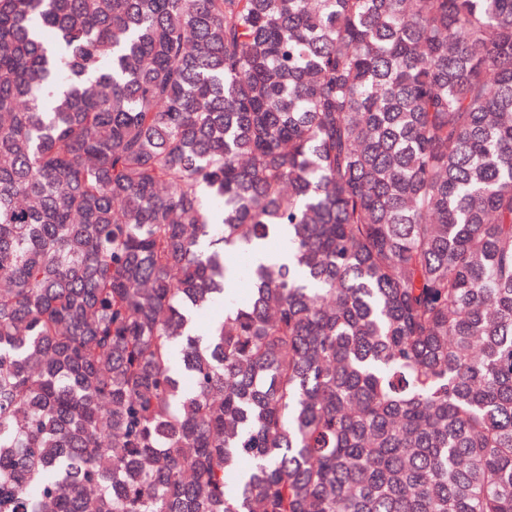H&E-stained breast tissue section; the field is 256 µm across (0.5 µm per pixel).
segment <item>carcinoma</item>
<instances>
[{"mask_svg": "<svg viewBox=\"0 0 512 512\" xmlns=\"http://www.w3.org/2000/svg\"><path fill=\"white\" fill-rule=\"evenodd\" d=\"M0 512H512V0H0Z\"/></svg>", "mask_w": 512, "mask_h": 512, "instance_id": "carcinoma-1", "label": "carcinoma"}]
</instances>
